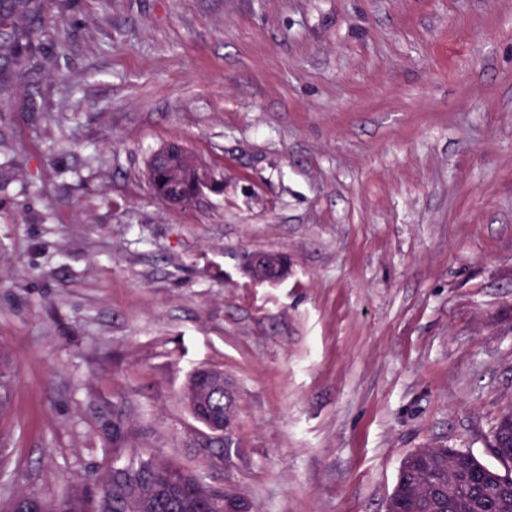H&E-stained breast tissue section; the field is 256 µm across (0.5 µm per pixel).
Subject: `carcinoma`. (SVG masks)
<instances>
[{"label": "carcinoma", "mask_w": 512, "mask_h": 512, "mask_svg": "<svg viewBox=\"0 0 512 512\" xmlns=\"http://www.w3.org/2000/svg\"><path fill=\"white\" fill-rule=\"evenodd\" d=\"M42 0H0V112L13 70L24 66L45 42L63 39L64 28L42 16ZM185 156L158 169L157 190L173 186L192 189L190 176L197 158ZM192 371L181 399L204 430L191 443L200 463L209 467L230 458L233 435H224L223 420L237 418L233 396L217 398L206 406L198 404L199 390L207 372ZM13 364L0 356V418L8 410ZM493 441L503 448V465L512 463V414L504 416L493 430ZM120 466L103 474L83 476L56 499L20 491L0 503V512H213L217 498L207 492L199 474L173 460L152 453L126 454ZM385 512H512V472L504 473L458 448H419L404 460Z\"/></svg>", "instance_id": "carcinoma-1"}]
</instances>
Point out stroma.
I'll list each match as a JSON object with an SVG mask.
<instances>
[{
	"label": "stroma",
	"instance_id": "35a3bbf8",
	"mask_svg": "<svg viewBox=\"0 0 512 512\" xmlns=\"http://www.w3.org/2000/svg\"><path fill=\"white\" fill-rule=\"evenodd\" d=\"M0 112V494L197 466V366L238 395L201 470L254 512H385L404 458L496 465L512 412V0H47ZM208 166L154 198L152 153ZM288 262L280 283L247 273ZM247 270L250 278L261 284H274L285 275V270L281 272L279 269L276 258L267 254L252 256L248 261ZM224 373L223 370L214 367H201L192 371L187 379V382L182 389L181 399L188 409L191 416L199 422L204 430L201 431L191 443V448H197V455L200 463L204 467L211 466L212 463H217L230 458L231 448L234 444L233 441V427L232 432L227 437L224 436L223 420L227 417L235 422L237 418V402L236 397L228 396L227 400L222 397L215 399L213 402L206 406L198 404L199 390L206 373ZM201 445L202 447H198ZM200 448H207L206 451ZM494 445L499 443L497 448H503L505 456L498 457L505 467L512 463V414L505 415L493 430Z\"/></svg>",
	"mask_w": 512,
	"mask_h": 512
}]
</instances>
